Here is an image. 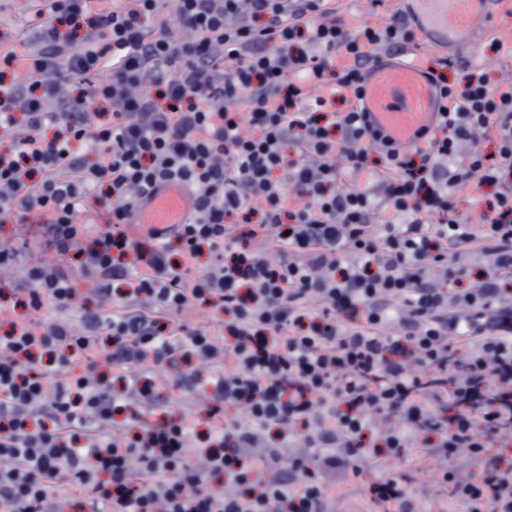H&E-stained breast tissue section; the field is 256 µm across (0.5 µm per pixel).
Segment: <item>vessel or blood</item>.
I'll list each match as a JSON object with an SVG mask.
<instances>
[{"instance_id": "obj_1", "label": "vessel or blood", "mask_w": 512, "mask_h": 512, "mask_svg": "<svg viewBox=\"0 0 512 512\" xmlns=\"http://www.w3.org/2000/svg\"><path fill=\"white\" fill-rule=\"evenodd\" d=\"M413 10L423 49L450 56L497 36L496 20L512 15V0H413ZM355 105L384 140L411 149L423 146L439 124L442 99L420 58L388 55L366 70ZM193 209L188 186L168 181L136 205L128 222L138 232L171 227L187 223Z\"/></svg>"}]
</instances>
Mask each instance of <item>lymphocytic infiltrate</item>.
<instances>
[{"label": "lymphocytic infiltrate", "mask_w": 512, "mask_h": 512, "mask_svg": "<svg viewBox=\"0 0 512 512\" xmlns=\"http://www.w3.org/2000/svg\"><path fill=\"white\" fill-rule=\"evenodd\" d=\"M33 4L28 53L0 42V224L35 218L56 253L0 301V512H61L60 487L99 512H333L353 490L419 512L421 472L455 512H512V69L437 57L451 109L399 151L349 104L417 50L409 10ZM167 180L188 223L132 237ZM486 187L462 220L459 193ZM201 309L213 327L186 322ZM189 390L208 393L199 457L190 416H157Z\"/></svg>", "instance_id": "lymphocytic-infiltrate-1"}]
</instances>
